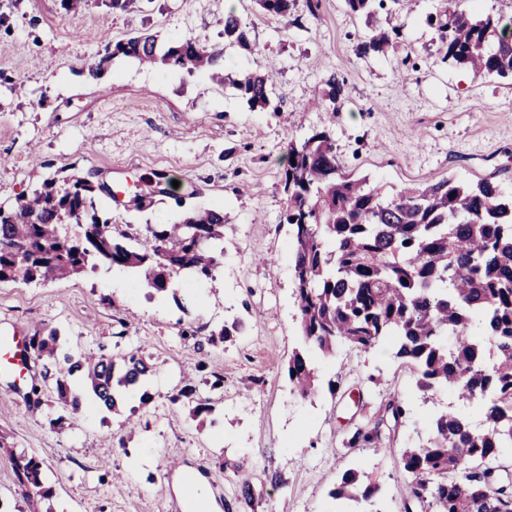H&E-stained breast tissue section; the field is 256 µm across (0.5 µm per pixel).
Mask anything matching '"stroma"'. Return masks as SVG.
<instances>
[{
  "mask_svg": "<svg viewBox=\"0 0 512 512\" xmlns=\"http://www.w3.org/2000/svg\"><path fill=\"white\" fill-rule=\"evenodd\" d=\"M440 6L420 0L395 51L360 56L358 40L368 25L386 27V14L369 22L350 15L344 0H297L286 20L236 0L230 11L249 28L257 54L225 45V0H138L117 13L102 0H76L70 9L63 0H0V206L73 173L97 172L117 189L163 171L179 192H191L188 206L221 208L224 236L237 244L215 279L177 275L163 294H151L140 273L113 287L103 267L52 283L0 284V329H55L73 350L139 349L157 365L148 400L135 392L119 410L89 405L69 417L48 391L44 360L28 383L0 374V512H192L187 473L203 489L199 512H244L242 479L254 491V512H354L355 502L330 496L350 468L379 485L386 512H400L406 480L398 457L426 437V405L413 402L392 451L343 444L349 425L379 420L384 403L411 391V372L389 346L342 349L318 361L314 397L290 390L288 359L302 343L292 238L281 222L284 171L289 141L327 128L345 172L384 194L492 174L512 190V80L477 79L441 62L438 35L423 21ZM141 33L166 43L201 34L223 51L225 74L271 75V107L250 108L206 73L108 58L113 41ZM101 60L103 73L89 78L88 65ZM332 76L347 89L333 114L314 106ZM98 203L134 236L180 213L174 197L158 194L142 210ZM183 319L240 327L198 350L179 338ZM200 361L224 372V391L201 422L170 401L184 370ZM372 375L379 384L369 383ZM336 378L341 387L329 391ZM14 451L38 458L49 497L21 489ZM275 473L284 488L271 485Z\"/></svg>",
  "mask_w": 512,
  "mask_h": 512,
  "instance_id": "stroma-1",
  "label": "stroma"
}]
</instances>
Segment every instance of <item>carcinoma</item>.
<instances>
[{
	"mask_svg": "<svg viewBox=\"0 0 512 512\" xmlns=\"http://www.w3.org/2000/svg\"><path fill=\"white\" fill-rule=\"evenodd\" d=\"M390 11L397 24L376 29L356 46L359 55L384 53L402 37L399 18L415 12L418 0H345L349 10L368 19L376 9ZM268 15L286 18L294 0H256ZM438 35L442 61L467 68L474 77L512 78V15L476 17L470 0H442L425 16ZM224 40L249 51L260 48L249 30L230 12L224 16ZM112 55L145 66L161 61L189 72H206L224 83L223 52L202 37H186L165 46L152 34L112 43ZM232 85L250 107L271 104L270 75L245 71ZM321 107L339 111L344 81L330 76ZM284 174L288 205L281 222L293 241L295 306L306 346L288 360L295 393H317L309 356L334 357L343 346L368 352L393 341V356L408 367L422 401L437 391L478 403L482 428L455 409L430 419L426 440L401 451L399 467L408 480L403 512H512V483L503 465L512 448V191L492 180L437 181L400 187L386 197L364 179L339 167L332 132L315 130L287 147ZM101 187L91 174L63 186L48 179L40 190L19 195L0 207V283L54 282L82 273L87 265L141 270L156 293L169 290L171 278L189 270L213 280L227 252L224 213L191 208L169 224H148L140 247L124 243L128 234L112 225L96 207ZM79 224L80 236L63 234L62 225ZM237 323L218 330L187 322L181 340L201 349L224 343ZM38 358L54 361L52 389L70 414L82 408L84 386L97 404L115 410L120 388L134 386L156 371L151 357L138 350L116 354L78 353L59 343L58 331L35 333ZM203 382L224 390V373L203 363ZM172 395L178 403L193 399L189 413L212 412V398L194 397L196 385L185 375ZM382 422L354 426L348 448L387 449L395 433ZM19 483L41 487L40 463L22 453L14 459ZM379 486L344 472L330 492L334 499L376 507Z\"/></svg>",
	"mask_w": 512,
	"mask_h": 512,
	"instance_id": "1",
	"label": "carcinoma"
}]
</instances>
